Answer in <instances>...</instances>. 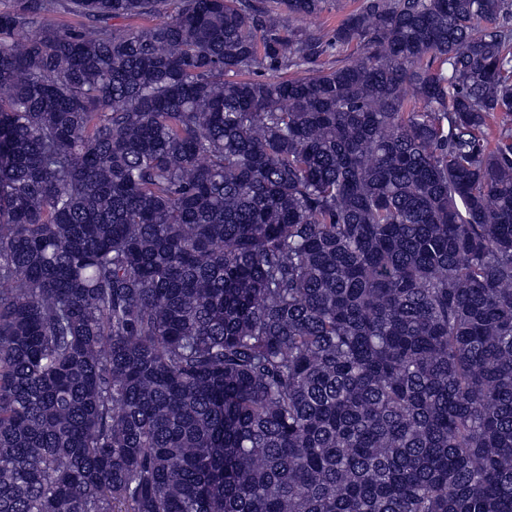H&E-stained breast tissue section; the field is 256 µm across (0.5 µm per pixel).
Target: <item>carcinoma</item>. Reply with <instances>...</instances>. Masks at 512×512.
<instances>
[{"instance_id": "1", "label": "carcinoma", "mask_w": 512, "mask_h": 512, "mask_svg": "<svg viewBox=\"0 0 512 512\" xmlns=\"http://www.w3.org/2000/svg\"><path fill=\"white\" fill-rule=\"evenodd\" d=\"M168 2L0 8V512H512V0ZM357 4L358 0H327L321 14L300 22V24L322 34H329Z\"/></svg>"}]
</instances>
